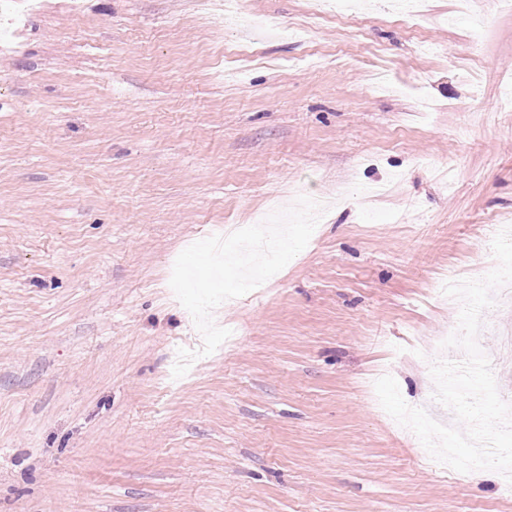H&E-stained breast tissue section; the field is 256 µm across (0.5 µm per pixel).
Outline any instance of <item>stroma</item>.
<instances>
[{"label": "stroma", "instance_id": "1", "mask_svg": "<svg viewBox=\"0 0 512 512\" xmlns=\"http://www.w3.org/2000/svg\"><path fill=\"white\" fill-rule=\"evenodd\" d=\"M46 0L0 52V512H512V484L448 471L374 383L429 407L415 341L456 318L448 271L512 223V8L424 0ZM308 245L227 300L212 354L169 286L177 256L298 196ZM501 390L512 313L487 310ZM198 352L174 378L178 349Z\"/></svg>", "mask_w": 512, "mask_h": 512}]
</instances>
